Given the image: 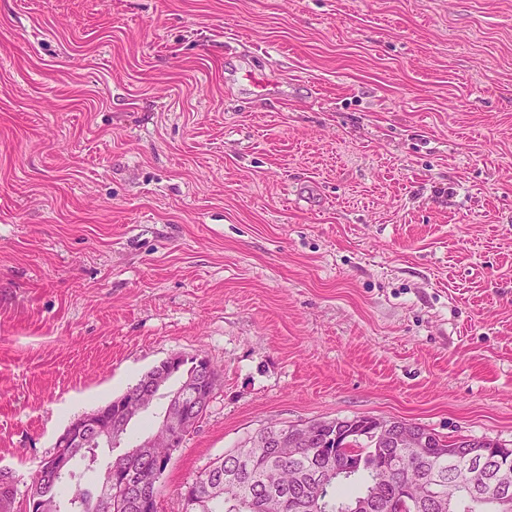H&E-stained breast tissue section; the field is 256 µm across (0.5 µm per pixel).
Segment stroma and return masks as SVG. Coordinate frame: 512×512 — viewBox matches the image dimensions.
I'll return each instance as SVG.
<instances>
[{
	"label": "stroma",
	"instance_id": "1",
	"mask_svg": "<svg viewBox=\"0 0 512 512\" xmlns=\"http://www.w3.org/2000/svg\"><path fill=\"white\" fill-rule=\"evenodd\" d=\"M161 512L270 422L512 445V0H0V471L171 354ZM179 358L180 353H174L165 360V368L162 371L157 368L155 369L154 374L150 379V389L155 392V397L160 394H165L166 397H168L169 407L171 405H177L178 409L181 410L182 404L185 402L183 409L191 416H186L185 414L176 412L175 408L167 413L169 409L167 405L163 416L166 413L167 414L163 418V421H165L166 424L175 427L179 431L180 435L186 438V436L189 435L196 426L197 421L194 417L202 418L207 412L209 402L202 403L192 400L198 397L201 398V395L196 389L197 381L194 375L186 376L183 379L179 390H176L175 392H165L167 375L170 371L169 365H174L175 362L179 361Z\"/></svg>",
	"mask_w": 512,
	"mask_h": 512
}]
</instances>
